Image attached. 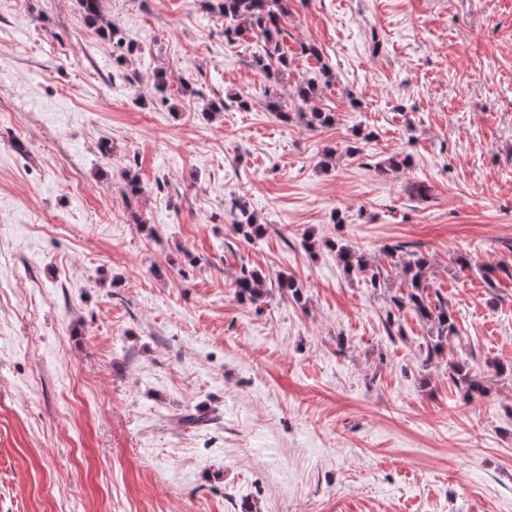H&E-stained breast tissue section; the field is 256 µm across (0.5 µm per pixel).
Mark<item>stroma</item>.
Listing matches in <instances>:
<instances>
[{"label":"stroma","mask_w":512,"mask_h":512,"mask_svg":"<svg viewBox=\"0 0 512 512\" xmlns=\"http://www.w3.org/2000/svg\"><path fill=\"white\" fill-rule=\"evenodd\" d=\"M102 5L125 60L76 0H0V512H512V0H288L278 97L298 112L315 80L318 131L268 110L257 43L202 0ZM397 244L432 261L442 355L413 314L386 323ZM462 357L486 397L449 379ZM316 86L313 82H303L296 87L295 95L299 101L306 106L308 105L307 112H296L297 117L309 128H319L331 126L335 120L336 115L334 112H327L316 105H310L316 97ZM228 216L231 224L235 226L247 242L254 243L256 239L263 235L265 225L260 224L255 215L249 212L246 202H242L240 199L233 202ZM324 245L336 253V259L347 272L364 275L365 281L374 288L381 286V279L384 280L382 270L373 268L362 255L336 241H324ZM266 279L261 271L243 263L240 265L235 278V288L244 299L251 303L262 302L267 293Z\"/></svg>","instance_id":"stroma-1"}]
</instances>
